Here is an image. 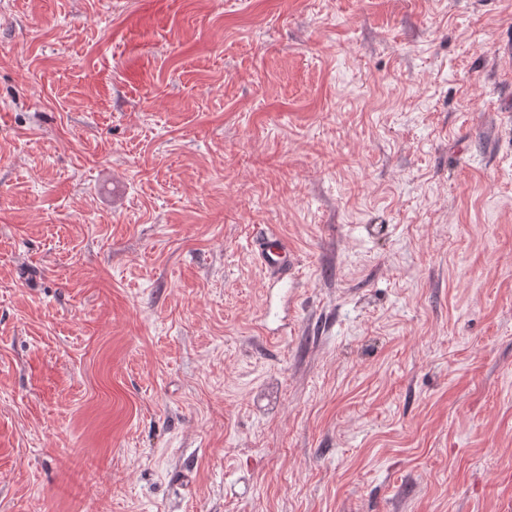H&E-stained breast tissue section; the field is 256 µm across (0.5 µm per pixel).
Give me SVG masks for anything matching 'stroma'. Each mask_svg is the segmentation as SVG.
Here are the masks:
<instances>
[{
	"mask_svg": "<svg viewBox=\"0 0 512 512\" xmlns=\"http://www.w3.org/2000/svg\"><path fill=\"white\" fill-rule=\"evenodd\" d=\"M510 38L0 0V512H512ZM252 243L261 263L271 273L285 271L292 264L288 248L277 241L275 234L260 229Z\"/></svg>",
	"mask_w": 512,
	"mask_h": 512,
	"instance_id": "1",
	"label": "stroma"
}]
</instances>
